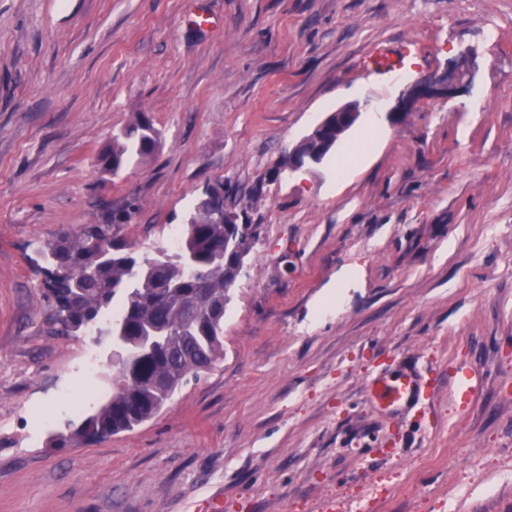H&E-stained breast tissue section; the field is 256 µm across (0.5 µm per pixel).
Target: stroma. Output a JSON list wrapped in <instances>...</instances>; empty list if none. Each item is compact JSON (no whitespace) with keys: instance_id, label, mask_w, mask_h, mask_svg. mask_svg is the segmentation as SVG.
Returning <instances> with one entry per match:
<instances>
[{"instance_id":"35a3bbf8","label":"stroma","mask_w":512,"mask_h":512,"mask_svg":"<svg viewBox=\"0 0 512 512\" xmlns=\"http://www.w3.org/2000/svg\"><path fill=\"white\" fill-rule=\"evenodd\" d=\"M462 60L467 91L383 122L348 183L357 125L277 174L337 107ZM140 112L157 150L105 172ZM218 182L261 227L223 359L136 429L49 447L109 397L112 342L57 334L37 242L131 203L123 234L153 256ZM413 365L426 400L378 408L370 381ZM326 501L512 512V0H0V512Z\"/></svg>"}]
</instances>
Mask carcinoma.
<instances>
[{
    "mask_svg": "<svg viewBox=\"0 0 512 512\" xmlns=\"http://www.w3.org/2000/svg\"><path fill=\"white\" fill-rule=\"evenodd\" d=\"M158 132L143 112L101 160L117 174L137 155L152 154ZM132 206L104 211L37 245L49 276L60 333L98 328L112 337V395L94 413L67 423L52 441H98L153 418L191 375L224 358V311L244 260L260 237L258 224H224L199 197L180 231L178 247L142 256L122 235Z\"/></svg>",
    "mask_w": 512,
    "mask_h": 512,
    "instance_id": "carcinoma-1",
    "label": "carcinoma"
}]
</instances>
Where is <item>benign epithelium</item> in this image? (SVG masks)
<instances>
[{"instance_id":"obj_1","label":"benign epithelium","mask_w":512,"mask_h":512,"mask_svg":"<svg viewBox=\"0 0 512 512\" xmlns=\"http://www.w3.org/2000/svg\"><path fill=\"white\" fill-rule=\"evenodd\" d=\"M471 83V73L467 68L455 65L445 69L441 73L424 75L413 81L399 96L397 102L388 109L386 117L388 121L395 120L397 113L404 112L419 104L429 101H447L454 98L462 88ZM360 115L359 108L353 105H345L329 113L312 131L314 135H320L325 141H330L329 134L336 131L341 135L350 129ZM322 162V155L310 153L304 154L297 149L288 153V170L294 171L304 167H313ZM207 193L216 197L214 215L226 224L240 223V215L232 210L224 208V186L215 185L207 189Z\"/></svg>"}]
</instances>
